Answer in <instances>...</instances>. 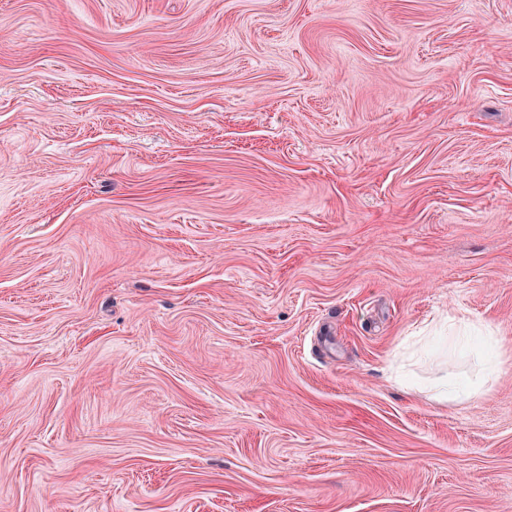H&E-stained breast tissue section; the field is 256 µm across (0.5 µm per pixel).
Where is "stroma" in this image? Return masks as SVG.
<instances>
[{"label":"stroma","mask_w":512,"mask_h":512,"mask_svg":"<svg viewBox=\"0 0 512 512\" xmlns=\"http://www.w3.org/2000/svg\"><path fill=\"white\" fill-rule=\"evenodd\" d=\"M0 512H512V0H0ZM497 365L491 367L486 366L482 369L483 373L481 377L476 378L474 381L469 382L468 388L458 389V386L452 382H448V374L442 378L435 385V398L438 401H448L449 400H458V399H468L473 395L479 394L482 392V388L487 382L488 378L492 376L496 372Z\"/></svg>","instance_id":"35a3bbf8"}]
</instances>
